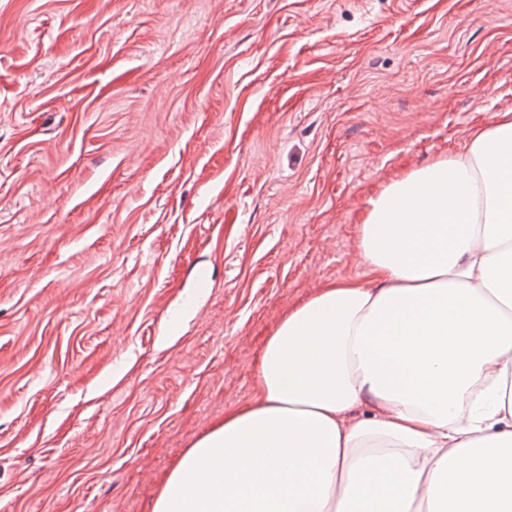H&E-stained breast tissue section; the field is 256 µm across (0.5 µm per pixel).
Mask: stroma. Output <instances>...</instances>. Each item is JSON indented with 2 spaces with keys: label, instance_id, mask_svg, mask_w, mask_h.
Instances as JSON below:
<instances>
[{
  "label": "stroma",
  "instance_id": "obj_1",
  "mask_svg": "<svg viewBox=\"0 0 512 512\" xmlns=\"http://www.w3.org/2000/svg\"><path fill=\"white\" fill-rule=\"evenodd\" d=\"M506 111L512 0H0V512H152L368 197Z\"/></svg>",
  "mask_w": 512,
  "mask_h": 512
}]
</instances>
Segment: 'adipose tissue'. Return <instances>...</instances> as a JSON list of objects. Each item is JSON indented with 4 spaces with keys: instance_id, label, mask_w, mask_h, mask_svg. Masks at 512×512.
Wrapping results in <instances>:
<instances>
[{
    "instance_id": "1",
    "label": "adipose tissue",
    "mask_w": 512,
    "mask_h": 512,
    "mask_svg": "<svg viewBox=\"0 0 512 512\" xmlns=\"http://www.w3.org/2000/svg\"><path fill=\"white\" fill-rule=\"evenodd\" d=\"M152 512H512V112L365 204Z\"/></svg>"
}]
</instances>
